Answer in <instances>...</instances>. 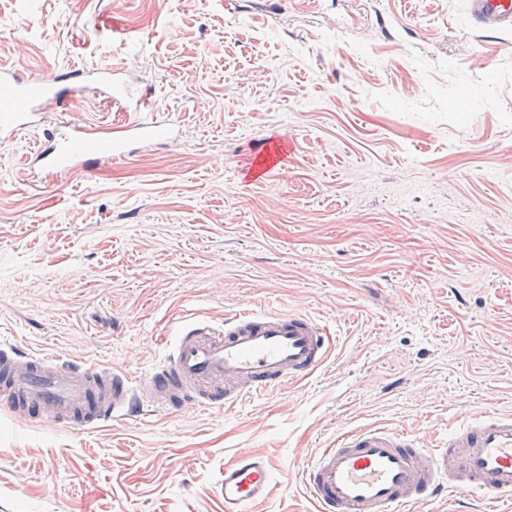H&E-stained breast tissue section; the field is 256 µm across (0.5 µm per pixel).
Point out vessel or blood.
Masks as SVG:
<instances>
[{
	"instance_id": "obj_1",
	"label": "vessel or blood",
	"mask_w": 512,
	"mask_h": 512,
	"mask_svg": "<svg viewBox=\"0 0 512 512\" xmlns=\"http://www.w3.org/2000/svg\"><path fill=\"white\" fill-rule=\"evenodd\" d=\"M473 23L494 35L512 29V0H468ZM0 142L45 124L47 103L71 104L91 90L124 113L123 122H56L31 154L45 179L93 162L129 160L175 138L176 123L155 114L152 95L122 71L68 67L43 81L0 68ZM293 141L281 133L256 153L251 179L265 182L286 164ZM330 332L300 312L242 310L221 322L189 319L147 375L50 349L26 350L0 336V410L25 422L93 430L188 410H220L308 378L328 356ZM273 467L244 452L224 465V512H250L266 497ZM316 512H405L444 495L468 493L487 512L512 498V413L487 410L470 427L425 445L419 437L369 427L317 449L298 471Z\"/></svg>"
}]
</instances>
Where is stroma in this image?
Listing matches in <instances>:
<instances>
[{"instance_id":"1","label":"stroma","mask_w":512,"mask_h":512,"mask_svg":"<svg viewBox=\"0 0 512 512\" xmlns=\"http://www.w3.org/2000/svg\"><path fill=\"white\" fill-rule=\"evenodd\" d=\"M0 33L36 77L126 70L182 128L63 182L26 165L42 129L0 144V336L137 374L192 314L297 311L333 338L227 411L92 433L0 413V512H222L245 451L277 473L252 512H314L297 469L336 436L512 412V31L466 0H0ZM280 129L283 173L245 183Z\"/></svg>"}]
</instances>
